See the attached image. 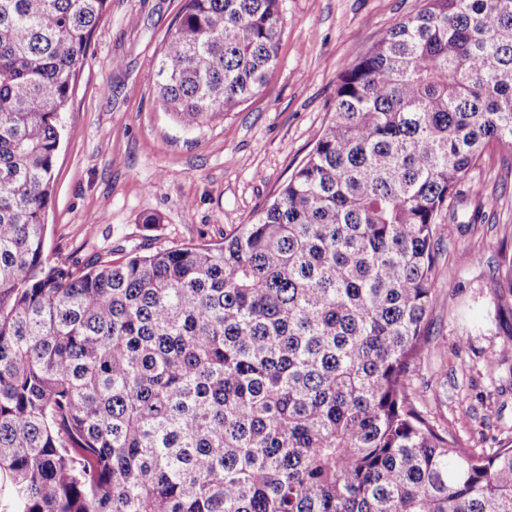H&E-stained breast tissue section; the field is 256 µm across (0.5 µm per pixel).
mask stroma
<instances>
[{"label": "stroma", "instance_id": "35a3bbf8", "mask_svg": "<svg viewBox=\"0 0 512 512\" xmlns=\"http://www.w3.org/2000/svg\"><path fill=\"white\" fill-rule=\"evenodd\" d=\"M183 0H111L60 115L63 138L46 208L51 262L120 261L223 241L250 223L313 149L333 115L344 63L364 54L419 0H282L278 62L261 92L187 129L155 89V60ZM487 147L471 206L438 232L440 300L412 375L420 410L475 452L512 441V295L495 285L512 250V174ZM159 215L142 224L143 214Z\"/></svg>", "mask_w": 512, "mask_h": 512}]
</instances>
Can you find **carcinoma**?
I'll return each instance as SVG.
<instances>
[{
    "instance_id": "cac0c4a2",
    "label": "carcinoma",
    "mask_w": 512,
    "mask_h": 512,
    "mask_svg": "<svg viewBox=\"0 0 512 512\" xmlns=\"http://www.w3.org/2000/svg\"><path fill=\"white\" fill-rule=\"evenodd\" d=\"M109 2L0 0V512H512V444L460 447L412 387L443 216L512 154V0H421L224 242L51 264L59 115ZM281 24V0H185L163 104L236 110Z\"/></svg>"
}]
</instances>
